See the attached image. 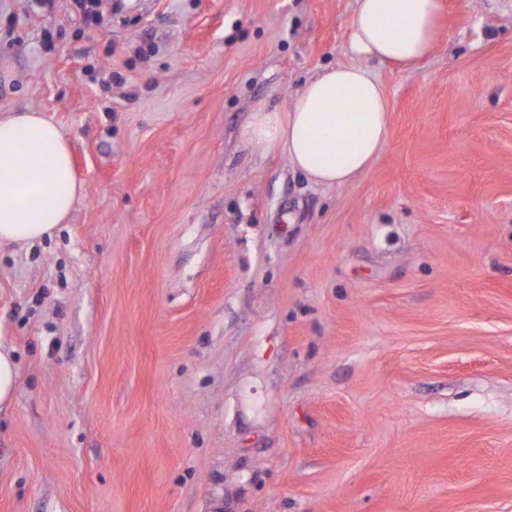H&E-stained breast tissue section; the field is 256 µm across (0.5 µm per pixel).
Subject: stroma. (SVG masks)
<instances>
[{
  "label": "stroma",
  "mask_w": 512,
  "mask_h": 512,
  "mask_svg": "<svg viewBox=\"0 0 512 512\" xmlns=\"http://www.w3.org/2000/svg\"><path fill=\"white\" fill-rule=\"evenodd\" d=\"M442 5L328 187L243 130L356 0H0V114L86 188L0 248V512H512V0ZM19 375L14 350L0 343V408L14 401Z\"/></svg>",
  "instance_id": "1"
}]
</instances>
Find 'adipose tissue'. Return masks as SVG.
Here are the masks:
<instances>
[{
    "label": "adipose tissue",
    "instance_id": "adipose-tissue-1",
    "mask_svg": "<svg viewBox=\"0 0 512 512\" xmlns=\"http://www.w3.org/2000/svg\"><path fill=\"white\" fill-rule=\"evenodd\" d=\"M440 0H356L347 50L354 62L318 73L287 112L258 109L246 138L276 148L319 185L365 173L384 149L389 112L369 60L409 64L437 43ZM84 193L68 141L34 110L0 114V246L19 248L53 237Z\"/></svg>",
    "mask_w": 512,
    "mask_h": 512
}]
</instances>
